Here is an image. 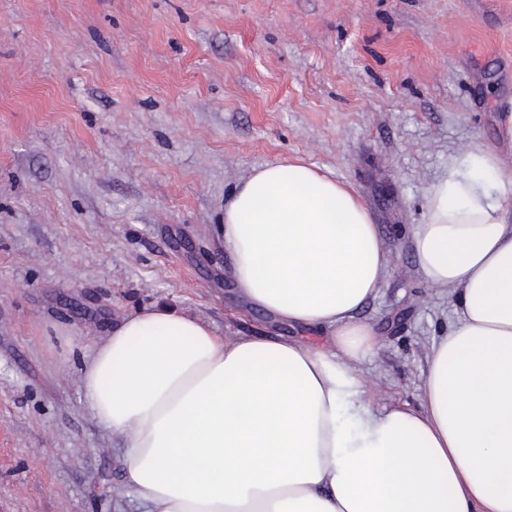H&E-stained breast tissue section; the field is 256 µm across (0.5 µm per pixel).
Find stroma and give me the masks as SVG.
<instances>
[{"instance_id":"stroma-1","label":"stroma","mask_w":512,"mask_h":512,"mask_svg":"<svg viewBox=\"0 0 512 512\" xmlns=\"http://www.w3.org/2000/svg\"><path fill=\"white\" fill-rule=\"evenodd\" d=\"M511 99L512 0H0V512H141L78 381L126 313L306 340L229 274L224 201L266 163L372 211L391 272L365 367L376 404L418 405L455 308L407 230L467 145L512 160Z\"/></svg>"}]
</instances>
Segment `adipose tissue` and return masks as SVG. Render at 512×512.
<instances>
[{
    "mask_svg": "<svg viewBox=\"0 0 512 512\" xmlns=\"http://www.w3.org/2000/svg\"><path fill=\"white\" fill-rule=\"evenodd\" d=\"M425 201L418 270L456 318L420 406L380 409L362 368L379 339L357 313L390 257L368 206L298 162L237 184L223 232L238 296L327 339L221 336L157 306L112 325L79 385L146 512H512V167L469 145Z\"/></svg>",
    "mask_w": 512,
    "mask_h": 512,
    "instance_id": "ef3b65f1",
    "label": "adipose tissue"
}]
</instances>
